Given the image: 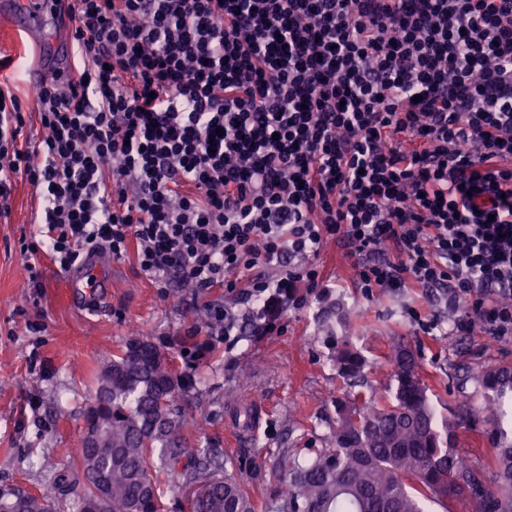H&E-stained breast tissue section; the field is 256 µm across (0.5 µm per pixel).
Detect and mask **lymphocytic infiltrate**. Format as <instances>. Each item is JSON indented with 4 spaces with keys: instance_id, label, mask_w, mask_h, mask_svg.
Returning a JSON list of instances; mask_svg holds the SVG:
<instances>
[{
    "instance_id": "1",
    "label": "lymphocytic infiltrate",
    "mask_w": 512,
    "mask_h": 512,
    "mask_svg": "<svg viewBox=\"0 0 512 512\" xmlns=\"http://www.w3.org/2000/svg\"><path fill=\"white\" fill-rule=\"evenodd\" d=\"M66 82L0 85V197L34 189L61 269L135 248L225 336L281 331L323 295L327 240L356 287L444 288L512 340V0H60Z\"/></svg>"
}]
</instances>
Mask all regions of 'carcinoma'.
Wrapping results in <instances>:
<instances>
[{"mask_svg":"<svg viewBox=\"0 0 512 512\" xmlns=\"http://www.w3.org/2000/svg\"><path fill=\"white\" fill-rule=\"evenodd\" d=\"M183 353L176 372L168 350L132 337L97 377L85 412V433L75 464L37 494L20 486L0 490V512H59L80 490L79 512H160L168 478L191 512H250L241 486L224 477V450L188 446L180 394L196 385L194 363L209 346L184 335L169 346ZM389 402L373 403L363 391L366 361L348 342L338 346L336 367L349 396L336 403L332 447L308 459L279 452L278 512H428L427 504L466 497L475 512H512V368L476 377L490 407L471 424L495 452L498 480L461 463L459 425L439 417L418 373L414 351L391 346Z\"/></svg>","mask_w":512,"mask_h":512,"instance_id":"cac0c4a2","label":"carcinoma"}]
</instances>
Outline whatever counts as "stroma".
<instances>
[{"label":"stroma","mask_w":512,"mask_h":512,"mask_svg":"<svg viewBox=\"0 0 512 512\" xmlns=\"http://www.w3.org/2000/svg\"><path fill=\"white\" fill-rule=\"evenodd\" d=\"M35 59L32 40L0 19V82L30 96ZM7 204L0 222V488L35 492L78 456L97 374L130 330L168 343L192 327L207 328L212 308L225 298L220 288L200 294L176 283L158 287L132 249L120 258L104 254L90 298L69 301L61 271L46 257L39 265L42 290L29 288L20 248L35 232L31 185L16 180ZM318 262L326 294L284 312L282 332L248 331L229 347L210 336L211 352L195 364L200 382L180 402L190 445L223 448L225 474L242 486L252 512H274L280 449L308 458L329 445L336 403L347 396L335 363L337 340H348L371 364L366 393L376 402L391 386V341L409 345L438 413L451 420L481 413L485 393L475 375L512 366V340L456 330L466 302L421 288H384L366 297L354 286L346 249L331 241ZM434 318L439 327L431 336L422 324ZM247 409L256 425L239 438L234 424Z\"/></svg>","instance_id":"1"}]
</instances>
